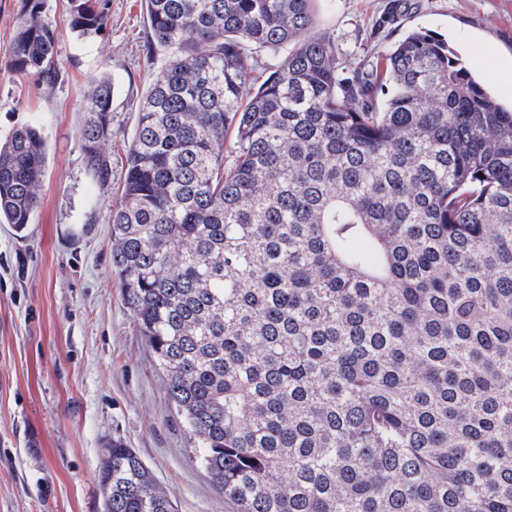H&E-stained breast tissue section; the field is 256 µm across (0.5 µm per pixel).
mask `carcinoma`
Instances as JSON below:
<instances>
[{
	"label": "carcinoma",
	"mask_w": 512,
	"mask_h": 512,
	"mask_svg": "<svg viewBox=\"0 0 512 512\" xmlns=\"http://www.w3.org/2000/svg\"><path fill=\"white\" fill-rule=\"evenodd\" d=\"M315 2L142 0L112 272L237 512H512V109L427 31L348 60ZM108 13L71 0L70 30ZM56 45L26 0L13 72L54 87ZM285 45L252 88V48ZM112 96L81 104L102 184ZM46 162L33 124L0 140V224L26 230ZM99 478L103 512H178L120 440Z\"/></svg>",
	"instance_id": "obj_1"
}]
</instances>
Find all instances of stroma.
Here are the masks:
<instances>
[{
	"instance_id": "1",
	"label": "stroma",
	"mask_w": 512,
	"mask_h": 512,
	"mask_svg": "<svg viewBox=\"0 0 512 512\" xmlns=\"http://www.w3.org/2000/svg\"><path fill=\"white\" fill-rule=\"evenodd\" d=\"M44 2L64 74L51 89L13 73L24 0H0V136L33 124L48 148L27 231L0 224V512H102L100 450L115 438L134 448L179 512H235L201 466L112 273L109 213L153 71L142 0H110L108 25L89 43L70 32L68 0ZM387 2L318 0L317 26L357 63L410 30L429 31L512 107V0H419L399 27L369 41ZM103 72L114 84L104 185L87 167L80 110Z\"/></svg>"
}]
</instances>
